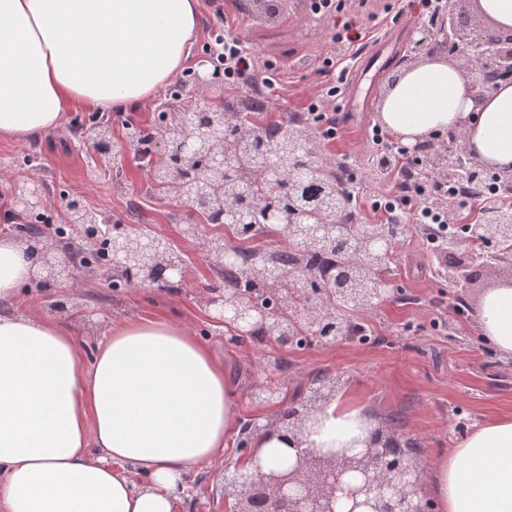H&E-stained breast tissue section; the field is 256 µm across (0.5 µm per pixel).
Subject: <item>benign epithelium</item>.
Wrapping results in <instances>:
<instances>
[{
  "label": "benign epithelium",
  "mask_w": 512,
  "mask_h": 512,
  "mask_svg": "<svg viewBox=\"0 0 512 512\" xmlns=\"http://www.w3.org/2000/svg\"><path fill=\"white\" fill-rule=\"evenodd\" d=\"M475 36L468 47L474 56L461 60L455 54L448 57L466 79L467 90L474 106H479L499 83L512 81V41L497 33L485 34L473 27ZM490 52L495 57L497 72L493 81L478 84L473 81L476 57ZM169 102L158 103V110L168 113L166 120L154 129L158 149L156 161L166 172L164 190L152 197L154 201L175 199L196 209L197 197L190 191L195 167L205 166L209 175V202L224 209V218L239 224H275L280 237L295 249L297 260L286 267L260 251L249 253L243 276L236 288H205L200 291L206 308L219 324L228 328L226 342L235 344L245 338L272 340L281 347L292 348L299 338L309 342L333 345L345 338L341 310L359 311L373 308L389 294V282L374 267L388 255L405 234L401 224H335L333 202L312 195L309 185L318 183L320 170L329 165L317 153H312L305 169L281 174L279 152L261 146L262 164L256 175L266 185V191L252 194L226 164L235 152L249 125L241 124L234 137L224 135V118L218 111L209 124L193 121L195 109L187 104L179 112H168ZM457 148L442 156L443 170L456 178H467L485 171L477 153L466 140L465 133H448ZM82 141L87 145L89 162L96 165L101 156L116 152L112 123L103 122L101 129L85 131ZM13 205L23 213L46 208L38 181L28 179L11 185ZM105 213L88 207L79 197L68 199L58 222L71 225L73 241L67 245V257L60 260L51 228L41 229L40 235L29 238L15 234L26 248L36 249L42 258L32 270L30 282L39 288L53 285L57 279L70 275L77 262L90 257L107 244L111 247L109 265L125 278V283L143 289L163 288L171 277L186 284L181 260L175 254L172 241L150 230L141 235L117 231L102 223ZM203 225L181 224L179 233L188 240H202L208 260L215 266H236L239 263V243L224 241V234L214 230L202 235ZM512 208L502 207L494 213L491 224H462L459 232L448 236V248L467 249L469 261L461 260L448 267V279L464 282L471 279L469 262L491 268L511 252ZM341 248L336 263L313 277L305 267L303 257L313 249ZM338 393V382L332 378L320 380L310 398L294 415L283 417L276 424L251 420L247 424L240 448L246 458L248 438L253 435L287 431L293 440L301 436L311 415ZM427 460L417 451V442L388 425H376L359 456L340 452H323L317 448L296 449L295 463L283 471L265 472L260 465L253 471L238 465L224 479L225 497L233 498L231 512H255L256 497L265 501L268 512H336L338 493L349 486L352 500L350 512L360 507L369 512H435L434 504L423 493V475Z\"/></svg>",
  "instance_id": "benign-epithelium-1"
}]
</instances>
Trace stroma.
I'll return each instance as SVG.
<instances>
[{
  "instance_id": "35a3bbf8",
  "label": "stroma",
  "mask_w": 512,
  "mask_h": 512,
  "mask_svg": "<svg viewBox=\"0 0 512 512\" xmlns=\"http://www.w3.org/2000/svg\"><path fill=\"white\" fill-rule=\"evenodd\" d=\"M278 2V13L271 15L256 0H197L196 39L185 61L198 73L210 70L207 45L217 31L214 10L223 7L232 33L277 81L278 101L266 115L271 122L308 115L314 93L325 80L323 60L334 50L331 20L315 15L308 0ZM350 10L365 33L352 50L351 66H358L381 38L389 35L393 42L380 56L382 76L361 82L366 103L356 126H338L333 139L318 140L317 145L323 157L332 162L344 159L362 175L370 166L372 128L381 100L402 69L422 61L413 38L431 24L411 8L410 0H356ZM84 115L81 109L67 113L61 127L24 143L0 138V160L38 154L41 186L55 207H63V193L78 194L88 206L109 214L117 228L143 226L172 238L193 286L116 288L105 272L78 268L48 296L33 284L23 285L15 310L56 319L89 353L110 328L129 320L162 318L182 324L223 362L242 420L266 423L280 417V406L254 401L257 386L275 385L286 400L323 375L338 377L341 389L372 409L380 422L398 423L408 436L417 438L428 458L451 447V433L461 420L477 425L512 414V359L502 360L487 349L476 328L480 296L487 288L512 280V258L476 272L472 281L452 284L432 277L433 255L424 235L412 232L388 260L390 296L375 308L346 314L349 321L369 324L370 341L347 339L300 350L273 342L227 343L223 328L216 326L198 297L199 288L221 285L220 271L208 261L201 241L178 237L179 225L193 220L191 210L176 201H152V187L134 148H127L121 162L105 157L98 169H90L74 129ZM237 442V437H230L221 458L188 474L190 495L180 512H225L224 474L243 460Z\"/></svg>"
}]
</instances>
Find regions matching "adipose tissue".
<instances>
[{"label":"adipose tissue","instance_id":"ef3b65f1","mask_svg":"<svg viewBox=\"0 0 512 512\" xmlns=\"http://www.w3.org/2000/svg\"><path fill=\"white\" fill-rule=\"evenodd\" d=\"M197 0H0V136L25 140L67 112L119 111L156 95L186 60ZM411 143L463 128L481 161L512 167V83L474 106L454 63L403 70L381 105ZM24 247L0 239V512H178L187 475L223 454L236 396L209 346L165 320L111 328L92 360L56 321L15 312ZM484 341L512 357V284L477 309ZM363 406L339 392L307 448H365ZM437 512H512V416L455 438L430 467Z\"/></svg>","mask_w":512,"mask_h":512}]
</instances>
